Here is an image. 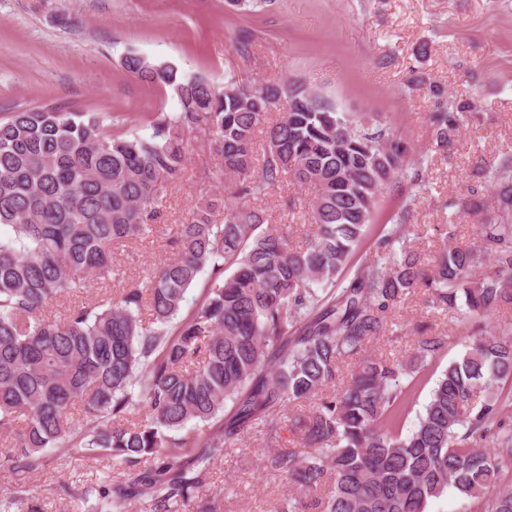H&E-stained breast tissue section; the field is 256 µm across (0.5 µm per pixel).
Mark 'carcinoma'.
Listing matches in <instances>:
<instances>
[{
    "label": "carcinoma",
    "mask_w": 512,
    "mask_h": 512,
    "mask_svg": "<svg viewBox=\"0 0 512 512\" xmlns=\"http://www.w3.org/2000/svg\"><path fill=\"white\" fill-rule=\"evenodd\" d=\"M123 64L178 100L179 111L157 114L148 135H107L98 113L53 102L0 117V469L41 470L55 448L125 469L98 491L91 512H127L136 497L148 498L151 512L182 503L216 512L199 489L213 461L256 425L275 448L267 468L313 495L317 512H428L450 488L475 512H512V488L498 486L512 471V427L501 412V389L512 386V326L494 320L512 307V154L477 173L495 191L497 213L476 225L471 246H450L425 268L406 248V204L352 271L381 191L397 179L422 182L386 121L339 112L302 86L231 76L218 91L203 75L136 53ZM283 94L312 108L267 121ZM468 108L432 113L438 146H448ZM196 129L209 131L227 193L176 225L177 256L144 286L49 316L51 302L112 273L114 249L158 231L164 188L183 179ZM286 174L317 188L316 231L299 250L260 211L236 204ZM219 209L222 224L213 220ZM483 258L493 271H477ZM207 268L205 301L170 332ZM344 272L347 284L325 291ZM417 289L434 309L463 302L473 331L406 430L410 397L444 357L448 336L420 325L402 359L371 344ZM346 360L355 364L347 384L284 419L283 408L335 384ZM201 423L217 427L204 432ZM22 499L39 512L35 494ZM22 499L1 496L0 512Z\"/></svg>",
    "instance_id": "obj_1"
}]
</instances>
